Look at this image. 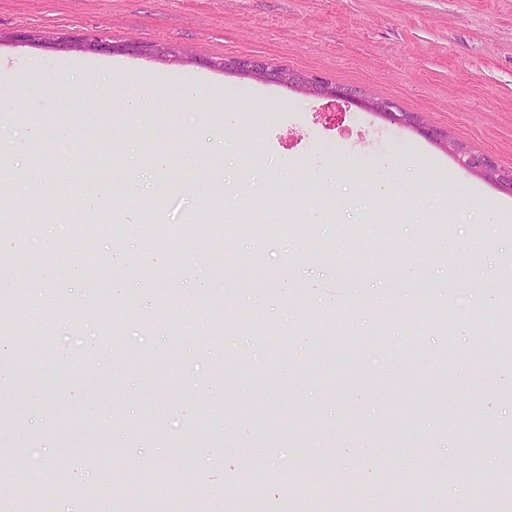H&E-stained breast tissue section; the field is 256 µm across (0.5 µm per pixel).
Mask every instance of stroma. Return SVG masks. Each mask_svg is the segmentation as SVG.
I'll return each instance as SVG.
<instances>
[{
    "mask_svg": "<svg viewBox=\"0 0 512 512\" xmlns=\"http://www.w3.org/2000/svg\"><path fill=\"white\" fill-rule=\"evenodd\" d=\"M83 38L155 51L74 48ZM235 58L369 92L394 115L223 69ZM0 61L21 75L39 63L50 92L47 108L20 106L38 138L0 128L12 145L0 225L45 214L10 287L27 352L21 380L0 384L1 481L15 483L28 442L63 489L52 512H90L103 486L121 512H181L187 467L208 512L245 470L292 472V486L268 490L283 512H512V479L498 475L512 455V370L493 357L512 259V223L498 216L512 193L461 161L482 153L512 170V0H0ZM65 61L183 74L199 100L178 128L161 100L127 118L103 88L58 83ZM213 86L224 100L209 105ZM103 187L112 222L175 227L217 206L225 223L267 232L239 234L229 261L216 259L223 244L160 237L117 265L107 233L71 234ZM62 194L60 218L47 208ZM199 272L223 295L206 300ZM97 279L132 281V303L91 297ZM37 288L56 303H38ZM379 336L401 347L382 369L368 360ZM451 340L443 376L433 357Z\"/></svg>",
    "mask_w": 512,
    "mask_h": 512,
    "instance_id": "obj_1",
    "label": "stroma"
}]
</instances>
